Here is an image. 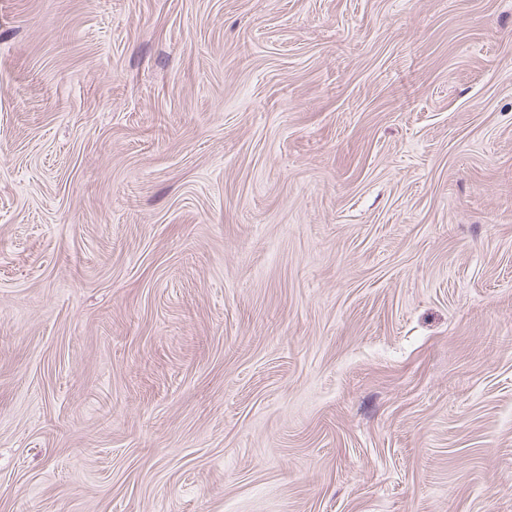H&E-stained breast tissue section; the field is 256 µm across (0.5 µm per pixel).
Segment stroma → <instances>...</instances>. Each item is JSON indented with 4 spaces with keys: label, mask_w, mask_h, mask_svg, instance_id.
I'll list each match as a JSON object with an SVG mask.
<instances>
[{
    "label": "stroma",
    "mask_w": 512,
    "mask_h": 512,
    "mask_svg": "<svg viewBox=\"0 0 512 512\" xmlns=\"http://www.w3.org/2000/svg\"><path fill=\"white\" fill-rule=\"evenodd\" d=\"M0 512H512V0H0Z\"/></svg>",
    "instance_id": "stroma-1"
}]
</instances>
